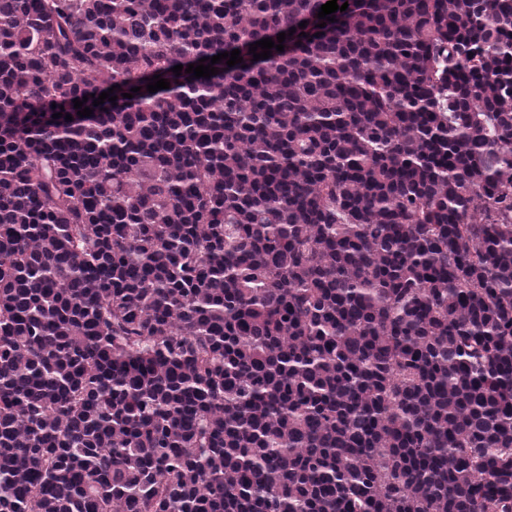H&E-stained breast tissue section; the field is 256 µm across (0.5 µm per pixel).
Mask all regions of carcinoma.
Returning <instances> with one entry per match:
<instances>
[{
    "label": "carcinoma",
    "mask_w": 512,
    "mask_h": 512,
    "mask_svg": "<svg viewBox=\"0 0 512 512\" xmlns=\"http://www.w3.org/2000/svg\"><path fill=\"white\" fill-rule=\"evenodd\" d=\"M326 2L0 0V512H512V0Z\"/></svg>",
    "instance_id": "1"
}]
</instances>
